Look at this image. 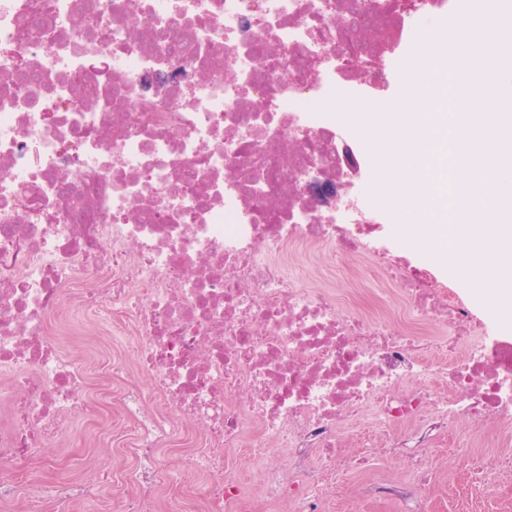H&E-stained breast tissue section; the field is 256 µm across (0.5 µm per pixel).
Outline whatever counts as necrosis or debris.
Listing matches in <instances>:
<instances>
[{
  "mask_svg": "<svg viewBox=\"0 0 512 512\" xmlns=\"http://www.w3.org/2000/svg\"><path fill=\"white\" fill-rule=\"evenodd\" d=\"M396 48L353 38L351 4ZM454 0H0V502L67 422L118 410L136 470L116 512L164 502L184 428L203 439L205 512H267L356 469L358 421L410 431L512 422V310L487 327L374 241L392 199L355 173L337 99L384 100L415 28ZM335 181L340 200L303 191ZM345 261L347 292L290 272ZM119 319L97 388L59 325ZM137 368L150 395L126 387ZM243 452L241 468L224 465ZM288 454L291 472L272 465ZM263 473L265 492L251 481Z\"/></svg>",
  "mask_w": 512,
  "mask_h": 512,
  "instance_id": "necrosis-or-debris-1",
  "label": "necrosis or debris"
}]
</instances>
